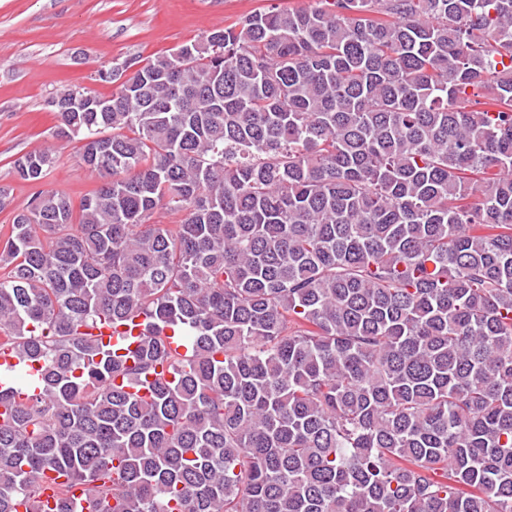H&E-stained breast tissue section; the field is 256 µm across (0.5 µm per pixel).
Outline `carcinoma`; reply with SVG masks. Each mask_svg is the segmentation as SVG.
Returning a JSON list of instances; mask_svg holds the SVG:
<instances>
[{"label": "carcinoma", "mask_w": 512, "mask_h": 512, "mask_svg": "<svg viewBox=\"0 0 512 512\" xmlns=\"http://www.w3.org/2000/svg\"><path fill=\"white\" fill-rule=\"evenodd\" d=\"M127 64L55 108L100 184L0 241V512H512V0H269Z\"/></svg>", "instance_id": "carcinoma-1"}]
</instances>
